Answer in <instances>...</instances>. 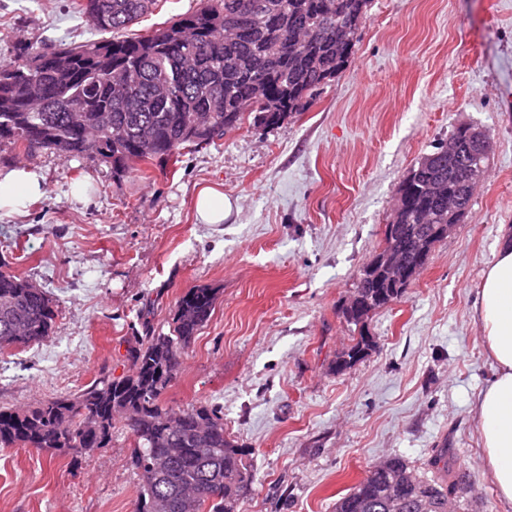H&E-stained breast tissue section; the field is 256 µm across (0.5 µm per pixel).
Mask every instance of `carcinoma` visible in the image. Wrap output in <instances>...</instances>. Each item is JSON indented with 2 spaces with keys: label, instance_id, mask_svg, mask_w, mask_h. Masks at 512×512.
I'll use <instances>...</instances> for the list:
<instances>
[{
  "label": "carcinoma",
  "instance_id": "obj_1",
  "mask_svg": "<svg viewBox=\"0 0 512 512\" xmlns=\"http://www.w3.org/2000/svg\"><path fill=\"white\" fill-rule=\"evenodd\" d=\"M158 2L79 0V11L105 37L53 48L22 43L13 61L0 64V143L27 154L95 157L121 176L141 162L176 164L185 146H207L250 115L254 126L273 128L343 69L370 0H203L145 35L123 34ZM104 59L108 73L99 69ZM108 124L124 127L125 138L111 140ZM452 138L454 154L436 147L401 182L408 232L387 237L382 249L410 252L422 225L463 221L473 195L464 179L471 136L457 129ZM435 180L444 185L440 201L428 192ZM357 287L382 306L394 285L374 257ZM216 301L214 288L184 292L169 333L147 325L146 335L134 337L122 376L28 408L0 406V448H106L121 418L140 478L137 512H240L253 483L250 450L226 435L218 406L176 408L164 398ZM57 313L53 297L0 260V347L44 341ZM370 347L360 335L336 362L349 369ZM389 461L388 470L370 469L336 512H448L453 489L417 473L397 489L394 474L410 468L399 457Z\"/></svg>",
  "mask_w": 512,
  "mask_h": 512
}]
</instances>
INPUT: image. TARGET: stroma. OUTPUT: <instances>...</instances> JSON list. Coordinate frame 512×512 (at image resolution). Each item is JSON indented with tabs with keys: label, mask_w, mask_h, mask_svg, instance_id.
Masks as SVG:
<instances>
[{
	"label": "stroma",
	"mask_w": 512,
	"mask_h": 512,
	"mask_svg": "<svg viewBox=\"0 0 512 512\" xmlns=\"http://www.w3.org/2000/svg\"><path fill=\"white\" fill-rule=\"evenodd\" d=\"M75 0H0V62L17 42L97 39ZM491 134L471 206L427 267L372 314L369 353L335 374L359 329L341 309L380 249L402 179L458 124ZM46 193L0 213V258L59 305L52 335L0 348V404L29 407L127 372L128 344L168 329L184 291L218 300L166 393L218 405L252 453L241 512H335L390 456L453 484L459 512H512L483 462L476 402L493 377L478 288L512 234V0H371L353 53L304 112L245 120L177 165L113 177L92 157L16 154ZM223 194L202 223V189ZM131 438L80 455L0 448V512H135ZM196 210L205 224H220L224 221V196L205 189L197 198Z\"/></svg>",
	"instance_id": "35a3bbf8"
}]
</instances>
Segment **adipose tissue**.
I'll return each mask as SVG.
<instances>
[{
	"label": "adipose tissue",
	"instance_id": "adipose-tissue-1",
	"mask_svg": "<svg viewBox=\"0 0 512 512\" xmlns=\"http://www.w3.org/2000/svg\"><path fill=\"white\" fill-rule=\"evenodd\" d=\"M44 193L35 170L0 171L1 212ZM478 296L477 320L495 369L477 405L483 461L499 495L512 502V241H503L488 263Z\"/></svg>",
	"mask_w": 512,
	"mask_h": 512
}]
</instances>
